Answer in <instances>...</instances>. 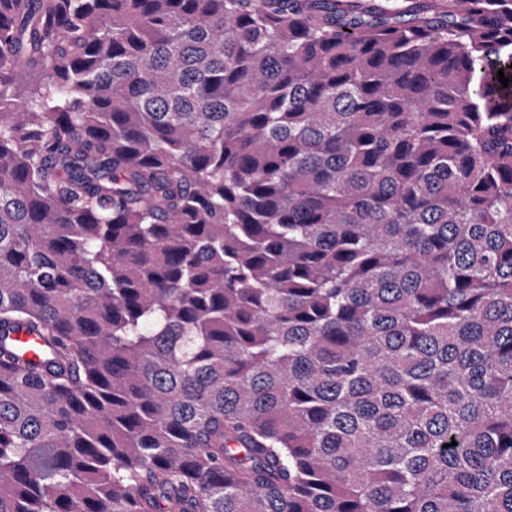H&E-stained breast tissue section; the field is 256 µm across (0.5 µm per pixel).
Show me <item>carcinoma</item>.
<instances>
[{"label":"carcinoma","mask_w":512,"mask_h":512,"mask_svg":"<svg viewBox=\"0 0 512 512\" xmlns=\"http://www.w3.org/2000/svg\"><path fill=\"white\" fill-rule=\"evenodd\" d=\"M0 512H512V0H0Z\"/></svg>","instance_id":"obj_1"}]
</instances>
